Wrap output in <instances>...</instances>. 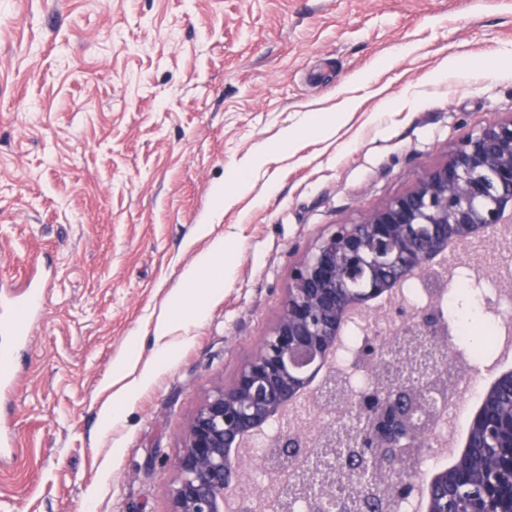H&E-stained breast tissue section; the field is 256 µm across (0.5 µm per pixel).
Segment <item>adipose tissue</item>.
Wrapping results in <instances>:
<instances>
[{
	"mask_svg": "<svg viewBox=\"0 0 512 512\" xmlns=\"http://www.w3.org/2000/svg\"><path fill=\"white\" fill-rule=\"evenodd\" d=\"M226 272L224 242L218 239L182 275L178 288L169 296V314L155 327L156 336L164 339L175 326L199 320L205 298L219 292Z\"/></svg>",
	"mask_w": 512,
	"mask_h": 512,
	"instance_id": "1",
	"label": "adipose tissue"
}]
</instances>
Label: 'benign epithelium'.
Returning <instances> with one entry per match:
<instances>
[{"instance_id": "benign-epithelium-1", "label": "benign epithelium", "mask_w": 512, "mask_h": 512, "mask_svg": "<svg viewBox=\"0 0 512 512\" xmlns=\"http://www.w3.org/2000/svg\"><path fill=\"white\" fill-rule=\"evenodd\" d=\"M511 223L512 115L481 123L443 164L361 222L332 225L292 266L277 321L232 385L213 391L197 409L176 462L169 512H226L230 498L256 501L257 512H289L297 499L309 512H326L322 496L331 480L319 477L311 458L336 447L338 414L363 423L345 439L358 452L340 462L324 458L325 472L333 475L349 461L367 481L383 473L391 500L418 494L426 500L425 512H512V370L486 390L464 445L467 456H487L488 467L458 463L434 475L422 491V463L401 465L406 448L427 456L442 446L438 425L459 380L462 352L451 346L452 325L436 305L452 287L454 252L484 241L488 249L467 264L471 287H483L493 275L512 288V264L496 260L494 252L501 225ZM416 279L428 295L423 305L402 298ZM398 296L396 335L448 348L442 367L421 393L410 383H387L354 397L332 361L351 324L347 314L357 311L370 320L374 302ZM382 351L384 340L372 335L359 356L373 364ZM302 398L327 421L314 428L301 423L267 439L263 468L279 479L255 496L244 482L240 449L251 447L274 416Z\"/></svg>"}]
</instances>
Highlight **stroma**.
Here are the masks:
<instances>
[{
    "label": "stroma",
    "mask_w": 512,
    "mask_h": 512,
    "mask_svg": "<svg viewBox=\"0 0 512 512\" xmlns=\"http://www.w3.org/2000/svg\"><path fill=\"white\" fill-rule=\"evenodd\" d=\"M306 112L334 123L307 133ZM510 115L512 0H0V305L45 287L0 389V512H167L197 407L276 322L292 265ZM243 162L250 189L211 219ZM217 237L232 274L155 364Z\"/></svg>",
    "instance_id": "1"
}]
</instances>
